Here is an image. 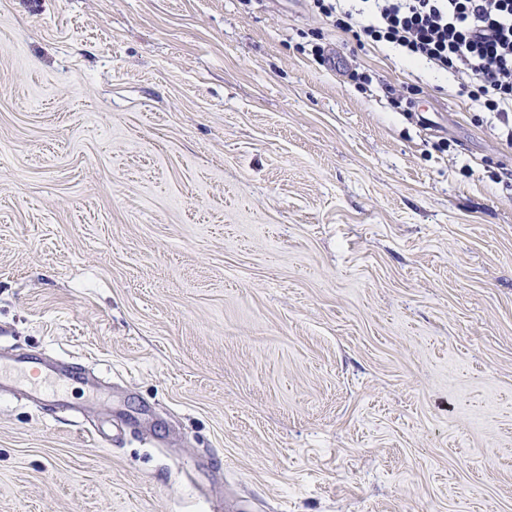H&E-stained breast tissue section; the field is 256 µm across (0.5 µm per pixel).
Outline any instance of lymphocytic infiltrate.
<instances>
[{
    "instance_id": "f902f5d3",
    "label": "lymphocytic infiltrate",
    "mask_w": 512,
    "mask_h": 512,
    "mask_svg": "<svg viewBox=\"0 0 512 512\" xmlns=\"http://www.w3.org/2000/svg\"><path fill=\"white\" fill-rule=\"evenodd\" d=\"M336 28L399 47L408 57L456 77L487 111L512 112V0H311Z\"/></svg>"
}]
</instances>
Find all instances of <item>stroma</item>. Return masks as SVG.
<instances>
[{
  "label": "stroma",
  "instance_id": "stroma-1",
  "mask_svg": "<svg viewBox=\"0 0 512 512\" xmlns=\"http://www.w3.org/2000/svg\"><path fill=\"white\" fill-rule=\"evenodd\" d=\"M307 0H0V512H512V146ZM43 368L46 369L45 373H50L59 382L63 384L68 382V373L49 370L43 367L42 361L38 358L3 360V358L0 357V383H12L10 380L4 378V374L7 371L19 373L22 377H39L42 373H44Z\"/></svg>",
  "mask_w": 512,
  "mask_h": 512
}]
</instances>
